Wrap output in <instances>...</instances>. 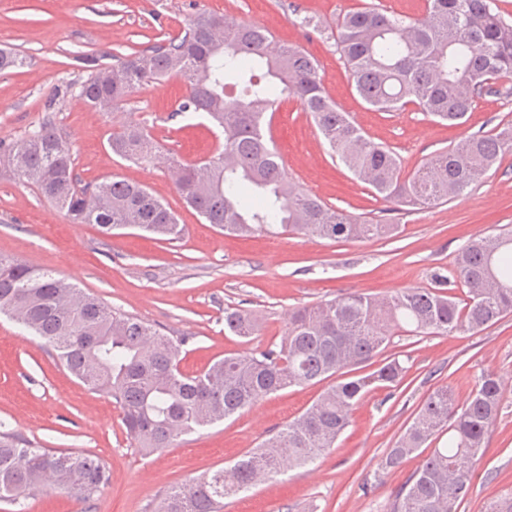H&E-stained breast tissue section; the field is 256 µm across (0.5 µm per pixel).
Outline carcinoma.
Here are the masks:
<instances>
[{
	"label": "carcinoma",
	"instance_id": "1",
	"mask_svg": "<svg viewBox=\"0 0 512 512\" xmlns=\"http://www.w3.org/2000/svg\"><path fill=\"white\" fill-rule=\"evenodd\" d=\"M411 21L376 7L345 15L336 45L357 94L382 112L413 104L462 126L485 93L511 95L498 82L512 76V25L496 0H426ZM269 31L224 14L203 13L183 32L142 52L106 64L81 54L87 78L66 86L96 112L109 115L141 86L170 76L188 94L177 111L202 113L222 131L224 143L207 160L177 173L185 203L226 233H283L360 240L398 230L370 224L325 205L286 180L272 162L275 148L263 131L274 102L296 98L341 162L387 202L421 208L446 203L480 183L512 149V120L482 135L464 136L434 155L407 180L386 145L366 138L329 95L316 58L294 44L268 52ZM26 57L0 49V72L22 68ZM20 141L0 140V170L35 187L71 224H95L102 232L138 229L175 240L185 233L175 215L144 185L104 179L83 183L75 173L71 144L52 112ZM112 153L152 163L162 146L142 123L112 133ZM459 300L435 275L434 288H407L394 296L366 294L293 311L280 344L252 355H226L199 375L179 369L190 337L160 334L137 318L106 306L67 279L26 261L0 255V314L45 340L63 367L89 389L112 397L128 436L139 448H169L199 428L239 414L293 386L315 385L340 374L299 417L237 461L233 482L224 470L192 479L164 498L157 512H220L224 497L249 489L262 474L306 466L335 447L358 402L369 392L400 386L407 372L399 355L380 358L394 331L420 334L478 333L512 313V231L478 234L454 258ZM224 329L246 337L258 329L254 314L224 312ZM366 364L374 369L353 374ZM506 394L493 372L481 373L463 404L440 387L427 397L412 424L389 449L382 467L398 468L427 443L448 434L396 491L390 512H457L471 490L476 461L493 432ZM112 478L100 458L43 448L0 423V501L26 512L27 501L47 488L79 501L94 499Z\"/></svg>",
	"mask_w": 512,
	"mask_h": 512
}]
</instances>
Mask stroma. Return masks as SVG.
Masks as SVG:
<instances>
[{"label": "stroma", "instance_id": "obj_1", "mask_svg": "<svg viewBox=\"0 0 512 512\" xmlns=\"http://www.w3.org/2000/svg\"><path fill=\"white\" fill-rule=\"evenodd\" d=\"M376 6L421 17L426 0H0V48L26 55L27 66L0 75V139L17 140L36 126L48 97L59 96L56 122L74 149L84 182L127 179L146 186L175 214L185 233L157 240L134 229L103 234L72 224L27 183L0 175V254L67 278L111 308L160 333L189 337L182 372L202 373L231 353L253 354L280 342L293 309L352 293L392 295L429 288L434 274L451 275L453 258L475 234L512 227V151L484 182L446 203L408 210L383 201L331 155L299 102L282 101L271 134L287 178L329 206L397 233L359 241L303 235L227 236L186 206L165 165L135 164L112 154L108 138L132 120L143 121L177 160L190 165L212 156L214 128L198 114H176L187 85L172 77L135 92L110 117L65 95L82 73L76 53L119 57L182 31L198 13L228 14L268 23L274 41L295 44L317 58L327 92L364 134L388 145L409 178L431 155L461 137L512 119V96L482 95L467 123L449 127L415 105L379 112L357 95L336 49V26L351 11ZM315 17L318 27L296 24ZM246 309L260 318L256 335L225 331L224 311ZM389 352L408 369L394 394L376 391L355 407L351 422L321 458L225 498L222 512H389L398 487L427 449L394 471L381 462L436 388L465 400L477 376L491 371L507 385L504 408L476 463L469 497L458 512H485L512 489V314L477 334L395 333ZM320 386L290 387L223 422L181 437L172 447L142 452L126 433L115 401L91 391L60 365L45 340L0 314V419L45 448L94 455L111 482L88 510L57 490H45L29 512H155L175 486L231 465L257 448L317 398Z\"/></svg>", "mask_w": 512, "mask_h": 512}]
</instances>
